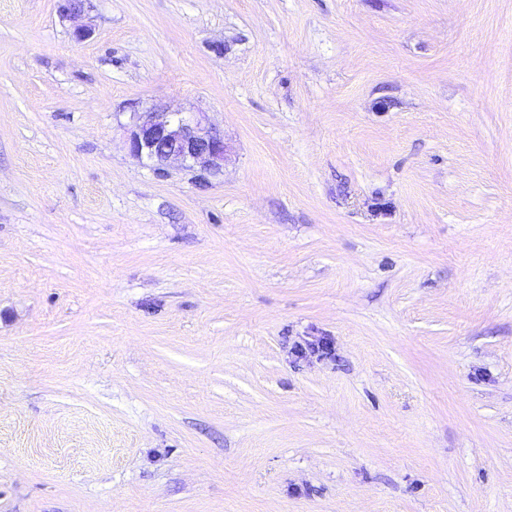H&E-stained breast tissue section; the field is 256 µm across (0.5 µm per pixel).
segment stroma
<instances>
[{
    "label": "stroma",
    "instance_id": "1",
    "mask_svg": "<svg viewBox=\"0 0 512 512\" xmlns=\"http://www.w3.org/2000/svg\"><path fill=\"white\" fill-rule=\"evenodd\" d=\"M86 21L0 0V512H512V0ZM129 132V151L139 159L164 170L176 162L200 176L215 174L224 168V135L211 127L205 112H136Z\"/></svg>",
    "mask_w": 512,
    "mask_h": 512
}]
</instances>
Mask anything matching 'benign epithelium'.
I'll use <instances>...</instances> for the list:
<instances>
[{
  "instance_id": "benign-epithelium-1",
  "label": "benign epithelium",
  "mask_w": 512,
  "mask_h": 512,
  "mask_svg": "<svg viewBox=\"0 0 512 512\" xmlns=\"http://www.w3.org/2000/svg\"><path fill=\"white\" fill-rule=\"evenodd\" d=\"M90 0H59V16L71 23V35L80 43L92 35L91 27L79 23ZM129 151L163 170L176 162L200 175L224 168V135L211 127L205 113L149 110L138 113L127 138Z\"/></svg>"
}]
</instances>
